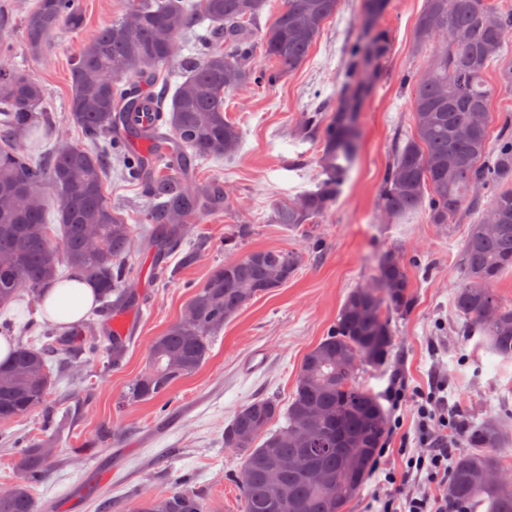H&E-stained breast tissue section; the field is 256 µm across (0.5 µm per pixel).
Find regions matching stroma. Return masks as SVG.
Wrapping results in <instances>:
<instances>
[{
	"label": "stroma",
	"mask_w": 512,
	"mask_h": 512,
	"mask_svg": "<svg viewBox=\"0 0 512 512\" xmlns=\"http://www.w3.org/2000/svg\"><path fill=\"white\" fill-rule=\"evenodd\" d=\"M35 2L0 0V16L9 22L10 61L40 81L44 104L62 138L80 145V129L66 119L70 60L84 40L120 14L123 2L80 0L83 27L57 31L38 57L29 52L25 34V17ZM359 3L342 0L304 63L277 84L226 97L224 111L241 130V147L224 159L196 160L192 178L224 183L231 192L227 208L191 225L188 243L163 257L134 240L125 259L126 285L134 289L138 304L131 309L121 369L108 367L98 351L51 363L45 406L0 421V492L19 481L18 458L43 444L55 453L31 493L51 512H98L105 498L116 512H129L139 501L176 487L204 490L214 512H243L242 490L235 481L241 458L225 447V428L240 406L254 398L271 397L287 407L304 356L327 336L350 291L374 285L379 264L391 251L404 258L412 304L390 318L392 341L385 363L362 366L358 382L381 399L398 377L412 388L442 385L462 422L453 455L468 451L470 432L492 419L501 428L502 463L512 470V360L493 353L479 333H466L454 307L462 280L459 256L473 216L439 225L417 213L386 224L378 205L395 149L412 130L409 89L402 78L422 70L427 60V50L415 43V23L425 0H391L379 22L391 51L379 84L362 105L359 155L335 204L313 224L269 220L275 203L314 189L320 178V139L301 141L294 132L306 112L335 97ZM104 191L135 232L146 228L147 198L120 164H113ZM240 224L250 225L251 234L229 244ZM199 238L206 240V249L185 261L190 241ZM263 249L298 252L301 263L294 277L227 321L194 374L161 396L129 401L133 383L149 369L152 341L181 318L193 291L224 261ZM157 262L167 268V279L152 276ZM4 322L29 340L38 339L49 325L38 304L26 299L0 310ZM402 416L400 431L384 436L383 452L344 512H379V496L413 493V482L391 487L383 482L385 470L399 472L406 464L399 444L402 436L414 434L413 403H406ZM106 428L112 431L107 439L102 436Z\"/></svg>",
	"instance_id": "35a3bbf8"
}]
</instances>
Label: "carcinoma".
Returning a JSON list of instances; mask_svg holds the SVG:
<instances>
[{
	"label": "carcinoma",
	"instance_id": "obj_1",
	"mask_svg": "<svg viewBox=\"0 0 512 512\" xmlns=\"http://www.w3.org/2000/svg\"><path fill=\"white\" fill-rule=\"evenodd\" d=\"M341 0H281L265 31L257 22L269 0H124L112 18L72 57L68 120L89 149L58 146L34 159L23 135L36 125L55 129L43 110L44 92L27 72L0 64V307L21 293L40 299L58 280L57 252L70 274L95 285L100 313L132 302L123 287L122 259L133 229L103 192L117 159L131 179L145 186L151 202L146 237L175 248L184 226L227 207L224 184L187 179L200 157L237 152L239 127L224 115V97L252 84H273L299 67ZM389 0H364L360 27L348 45L336 101L308 113L295 134L323 144L316 189L273 206L274 224H312L336 202L359 148L358 113L381 77L389 42L378 23ZM209 23L207 33L196 28ZM79 0H36L25 17L28 48L38 56L59 29L82 28ZM512 32V4L493 0H426L415 26L417 44L432 53L412 82L409 112L413 132L395 153L380 194V209L393 222L422 211L430 224H454L478 206V189L493 192L471 225L460 261L463 280L455 294L458 316L486 336L493 351L512 359V302L500 300L494 284L512 270V118L492 136L493 88L485 73L501 57ZM195 40L194 54L179 57L180 43ZM277 63L259 69L255 44ZM178 66L185 80L168 95L162 87L146 97L142 86L158 83L160 71ZM154 112L153 125L132 122ZM151 142L159 152L147 168L129 150V138ZM51 183L54 199L43 193ZM56 208L62 234L52 235L48 211ZM290 250H259L216 267L189 299L181 319L156 337L151 367L133 385L131 397L152 399L206 360L212 338L254 298L288 283L299 267ZM404 260H381L378 287L356 288L346 297L327 336L303 358L285 426L272 430L279 402L257 398L241 406L224 430V447L242 458L236 476L244 512H343L360 492L386 434L388 414L379 398L360 387L365 363L383 362L391 346L389 317L410 306ZM41 347L17 339L0 363V420L42 405L50 386L49 359L66 350L55 327ZM109 365H121L126 339L112 336ZM501 430L487 422L469 435L472 450L455 458L448 477L451 512H512V482L486 481L502 469L495 451ZM48 454L35 445L20 456L23 480L0 494V512H39L29 484L40 481ZM282 484L268 483L272 469ZM351 472L337 491L318 480ZM133 512H212L199 492L172 490L141 501Z\"/></svg>",
	"mask_w": 512,
	"mask_h": 512
}]
</instances>
